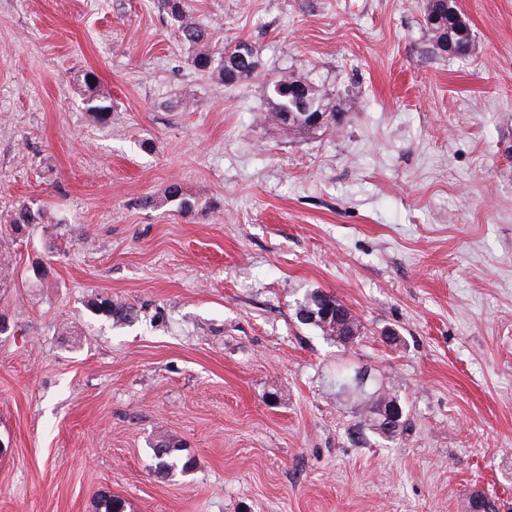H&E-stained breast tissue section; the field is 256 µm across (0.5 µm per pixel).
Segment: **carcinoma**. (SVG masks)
Instances as JSON below:
<instances>
[{
	"mask_svg": "<svg viewBox=\"0 0 512 512\" xmlns=\"http://www.w3.org/2000/svg\"><path fill=\"white\" fill-rule=\"evenodd\" d=\"M159 7L166 14L171 26L178 32L181 39L193 49L194 55L191 62L194 68L200 72L208 73L226 85H235L245 80L251 79L258 74L259 58L254 48L244 42L234 46H226L221 52L216 53L211 47L212 33L209 26L200 22L196 16L187 10L183 0H157ZM440 18L443 19V25L431 26L429 30L433 33L436 46L451 39L458 41L459 37L452 34L454 30H460L466 33V39H471V31L468 23L458 11L456 0H444L442 4ZM297 84L304 86L309 90L305 101L299 102L294 96L288 95V85ZM268 98L271 101L270 112L267 114L268 120L276 125L281 131L288 135L295 132L311 130L313 128H327L329 122L324 121L320 124L312 125L301 119L300 112H318L328 114L329 118H334L335 114L328 111V104L313 79L306 76H295L288 79H281L268 88ZM165 199L176 204L179 211L188 215L195 210V204L190 199L184 197L178 184L173 183L165 191ZM41 219V212L29 206H22L16 212L12 219V224H36ZM348 325L343 326L334 321L313 323V327L318 329L323 335L329 336L334 340L343 341V333L346 330L358 334L360 333V322L352 314H347ZM393 403H400L396 397H387L382 393L370 407L369 418L370 428L385 438H392L399 434V431H387L377 426L374 422V415L379 408ZM178 450L177 445L170 442L160 443L154 456L156 459V469L170 472L176 467L174 452Z\"/></svg>",
	"mask_w": 512,
	"mask_h": 512,
	"instance_id": "obj_1",
	"label": "carcinoma"
}]
</instances>
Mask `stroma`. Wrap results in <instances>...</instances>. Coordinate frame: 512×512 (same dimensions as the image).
Wrapping results in <instances>:
<instances>
[{
	"label": "stroma",
	"mask_w": 512,
	"mask_h": 512,
	"mask_svg": "<svg viewBox=\"0 0 512 512\" xmlns=\"http://www.w3.org/2000/svg\"><path fill=\"white\" fill-rule=\"evenodd\" d=\"M186 5L255 78L194 69L156 0H0V512H512V0H457L465 56L427 0ZM290 74L337 132L268 122ZM313 291L353 342L299 321ZM162 440L190 471L155 472ZM389 395H387L385 392L380 394L378 396V398L376 399V401L372 404V406L370 407V410H369V413H370V418H369V426L370 428L375 431L376 433H378V435L380 436H383L385 438H392V437H395L397 436L401 430L403 429V426H404V423H405V412H403V407L400 403V400L397 398V397H390V398H387ZM393 403H397L401 410H402V413H403V417L401 419V425L399 426L398 430H395V431H387L383 428H380L377 426V424L374 422V418L376 416V412L379 408H381L382 406H386V405H390V404H393ZM373 415V416H372Z\"/></svg>",
	"instance_id": "obj_1"
}]
</instances>
